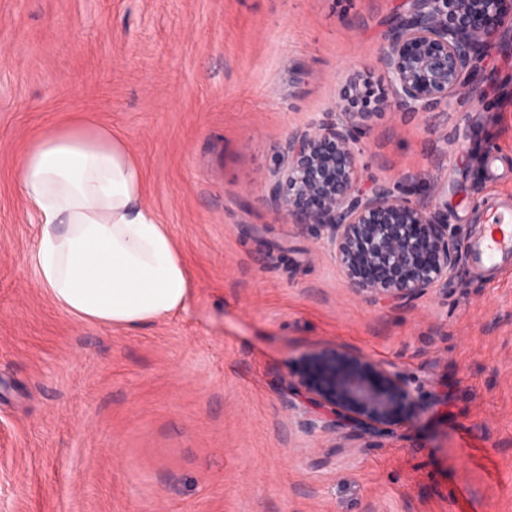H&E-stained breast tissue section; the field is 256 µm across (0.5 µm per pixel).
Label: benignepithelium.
<instances>
[{
	"label": "benign epithelium",
	"mask_w": 512,
	"mask_h": 512,
	"mask_svg": "<svg viewBox=\"0 0 512 512\" xmlns=\"http://www.w3.org/2000/svg\"><path fill=\"white\" fill-rule=\"evenodd\" d=\"M387 29L378 58L393 100L385 106L424 112L468 84L494 38L512 39V0H406ZM367 113L338 107L334 122L286 139L278 170L267 183L274 212L315 226L356 294L406 302L448 283L462 261L465 236L420 201L384 183L365 185L355 134ZM296 395L340 420L359 439L396 433L419 390L384 363L335 348L287 372Z\"/></svg>",
	"instance_id": "1"
}]
</instances>
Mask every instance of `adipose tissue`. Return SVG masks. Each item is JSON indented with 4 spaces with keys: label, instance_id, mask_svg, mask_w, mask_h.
I'll use <instances>...</instances> for the list:
<instances>
[{
    "label": "adipose tissue",
    "instance_id": "1",
    "mask_svg": "<svg viewBox=\"0 0 512 512\" xmlns=\"http://www.w3.org/2000/svg\"><path fill=\"white\" fill-rule=\"evenodd\" d=\"M38 219L27 256L39 288L82 324L136 327L187 310L194 284L142 202L143 173L111 135L55 134L18 164Z\"/></svg>",
    "mask_w": 512,
    "mask_h": 512
}]
</instances>
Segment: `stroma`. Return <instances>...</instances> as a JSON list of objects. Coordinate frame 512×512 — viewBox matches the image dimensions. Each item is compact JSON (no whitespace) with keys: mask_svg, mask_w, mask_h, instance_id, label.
Segmentation results:
<instances>
[{"mask_svg":"<svg viewBox=\"0 0 512 512\" xmlns=\"http://www.w3.org/2000/svg\"><path fill=\"white\" fill-rule=\"evenodd\" d=\"M403 0H0V512H512V257H472L398 305L352 292L267 181L290 133L331 121ZM105 131L185 258L190 308L77 323L25 258L17 164L45 134ZM362 182L468 239L512 198V43L464 105L380 108ZM496 154L497 173L484 165ZM338 345L421 391L395 436L334 448L285 380Z\"/></svg>","mask_w":512,"mask_h":512,"instance_id":"1","label":"stroma"}]
</instances>
